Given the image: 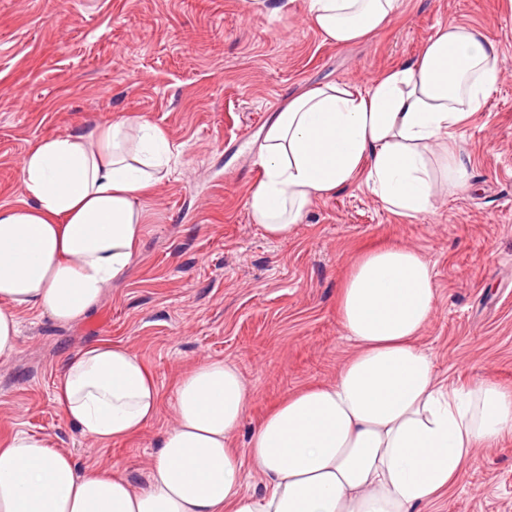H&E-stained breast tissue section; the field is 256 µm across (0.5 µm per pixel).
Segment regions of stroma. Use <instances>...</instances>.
Instances as JSON below:
<instances>
[{
  "mask_svg": "<svg viewBox=\"0 0 512 512\" xmlns=\"http://www.w3.org/2000/svg\"><path fill=\"white\" fill-rule=\"evenodd\" d=\"M482 26L504 60L496 90L456 139L471 187L437 189L415 218L364 186L320 199L280 240L245 207L260 179L257 145L292 95L363 85L417 56L439 25ZM120 115L158 126L177 153L146 199L139 260L82 320L21 314L16 355L0 360V432L49 435L82 468L112 464L142 486L174 384L198 361L235 364L249 402L234 439L285 395L335 379L352 353L338 290L366 249L411 245L429 262L435 308L419 343L439 379L512 389V0H403L381 31L334 45L302 0H0V204L23 198L20 163L40 139ZM125 343L161 392L157 419L102 448L54 401L65 357L101 339ZM424 512H512V434L477 449L462 481Z\"/></svg>",
  "mask_w": 512,
  "mask_h": 512,
  "instance_id": "1",
  "label": "stroma"
}]
</instances>
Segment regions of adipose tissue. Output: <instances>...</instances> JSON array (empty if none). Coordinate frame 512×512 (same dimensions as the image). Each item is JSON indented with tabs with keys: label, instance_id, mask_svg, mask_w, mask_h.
Segmentation results:
<instances>
[{
	"label": "adipose tissue",
	"instance_id": "1",
	"mask_svg": "<svg viewBox=\"0 0 512 512\" xmlns=\"http://www.w3.org/2000/svg\"><path fill=\"white\" fill-rule=\"evenodd\" d=\"M402 0H303L309 21L343 46L382 29ZM503 59L470 22L439 27L413 59L365 86L325 83L294 97L258 145L262 171L246 206L268 237L287 235L320 198L361 181L394 214L432 205L436 178L470 187L457 130L495 89ZM172 148L140 116L42 138L21 161L24 199L0 205V359L19 348L20 313L78 322L139 257L147 194L168 177ZM436 298L416 250L364 253L338 291L355 352L336 379L289 394L253 431L244 380L207 360L174 387L144 486L106 466L78 468L49 437L0 435V512H420L464 476L479 445L512 432V391L492 381L438 379L418 346ZM55 400L102 447L140 435L161 393L144 360L108 339L68 354ZM265 489L244 487V467Z\"/></svg>",
	"mask_w": 512,
	"mask_h": 512
}]
</instances>
